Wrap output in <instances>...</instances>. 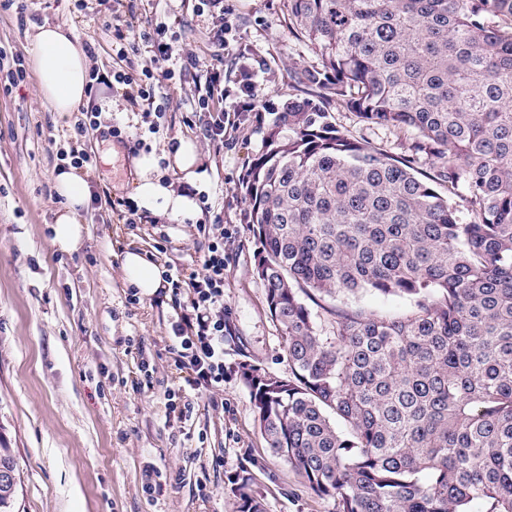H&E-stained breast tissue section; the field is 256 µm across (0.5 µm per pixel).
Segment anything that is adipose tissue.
Returning a JSON list of instances; mask_svg holds the SVG:
<instances>
[{
    "label": "adipose tissue",
    "mask_w": 512,
    "mask_h": 512,
    "mask_svg": "<svg viewBox=\"0 0 512 512\" xmlns=\"http://www.w3.org/2000/svg\"><path fill=\"white\" fill-rule=\"evenodd\" d=\"M30 52L39 93L52 111L70 113L85 104L89 61L73 33L57 26L39 27ZM162 157L168 163L164 169L160 162L145 158L133 162V199L138 209L175 220L196 217L199 205L193 191L203 186L206 175L200 170L194 142L178 138L176 144L164 148ZM170 170L181 174L182 186H175L167 178ZM53 189L64 200L52 227L53 242L62 251L77 250L83 241V211L89 200V187L71 167L56 175ZM121 268L127 286L136 288L140 295H155L167 285L165 267L147 259L141 251H125Z\"/></svg>",
    "instance_id": "ef3b65f1"
}]
</instances>
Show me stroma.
<instances>
[{"label":"stroma","mask_w":512,"mask_h":512,"mask_svg":"<svg viewBox=\"0 0 512 512\" xmlns=\"http://www.w3.org/2000/svg\"><path fill=\"white\" fill-rule=\"evenodd\" d=\"M194 5L136 4V32L162 22L177 35L168 62L175 77L161 87L173 106L158 120L132 107L126 86L113 81L88 95L84 109L97 125L79 135L76 114L50 111L34 72L0 89V444L12 448L20 471L14 512H237L227 484L235 474L249 478L264 512H336L333 498L315 494L272 454L241 377L245 364L284 377L289 363L256 273L259 244L239 185L262 150L266 123L300 96L297 76L318 57L289 28L285 0H235L239 45L265 61L257 94L270 110L216 147L196 109L195 75L214 60L208 20ZM126 11V0H88L81 11L74 0H14L0 9V52L28 56L35 26L59 25L94 46L90 65L107 75L110 24ZM189 53L197 68H183ZM180 136L194 140L207 169L209 211L195 221L151 216L126 224L109 203L131 198L133 159H160ZM73 147L96 157L80 169L93 200L81 247L64 253L53 244L62 206L53 178L58 150ZM219 213L235 227L224 242L230 328L224 387L205 390L175 362L171 290L129 303L120 259L139 249L170 275L201 271L206 244L196 226ZM148 479L155 491H144Z\"/></svg>","instance_id":"35a3bbf8"}]
</instances>
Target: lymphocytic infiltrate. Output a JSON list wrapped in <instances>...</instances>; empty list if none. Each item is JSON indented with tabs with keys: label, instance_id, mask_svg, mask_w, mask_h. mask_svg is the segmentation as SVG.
<instances>
[{
	"label": "lymphocytic infiltrate",
	"instance_id": "obj_1",
	"mask_svg": "<svg viewBox=\"0 0 512 512\" xmlns=\"http://www.w3.org/2000/svg\"><path fill=\"white\" fill-rule=\"evenodd\" d=\"M212 19L208 41L216 59L233 57L238 65V75L232 84H225L224 72L218 67L203 71L196 84L197 104L207 112L206 133L214 143H223L225 136L236 132L242 124L260 119L267 111V104L256 94L255 76L262 72V58L244 56L238 46L234 23L233 0H198ZM168 29L159 25L153 31L135 33L131 21L114 16L112 22V54L117 61L130 62V53L136 41H143L152 53L153 60H170L174 46L167 38ZM173 70L161 73L144 71L143 74L121 69L115 71L118 83L129 86V96L142 112L162 113L169 109V97L157 95L156 89L163 80H173ZM199 236L207 239L201 271L191 272L187 282L172 281L173 295L187 293L186 302L176 304V319L172 331L176 341V362L190 373L192 385L206 390L224 383V238L229 230L222 217L213 223L197 227Z\"/></svg>",
	"mask_w": 512,
	"mask_h": 512
}]
</instances>
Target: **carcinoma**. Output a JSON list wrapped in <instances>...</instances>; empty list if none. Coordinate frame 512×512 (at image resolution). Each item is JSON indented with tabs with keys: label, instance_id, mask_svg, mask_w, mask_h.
I'll return each mask as SVG.
<instances>
[{
	"label": "carcinoma",
	"instance_id": "obj_1",
	"mask_svg": "<svg viewBox=\"0 0 512 512\" xmlns=\"http://www.w3.org/2000/svg\"><path fill=\"white\" fill-rule=\"evenodd\" d=\"M286 10L320 56L299 83L400 152L351 138L317 95L265 129L241 190L291 372L242 366L259 429L336 512H512V0ZM362 291L409 308L342 301ZM352 304H358L383 315L400 314L408 308V302L398 296L383 297L372 293H361L350 298Z\"/></svg>",
	"mask_w": 512,
	"mask_h": 512
}]
</instances>
